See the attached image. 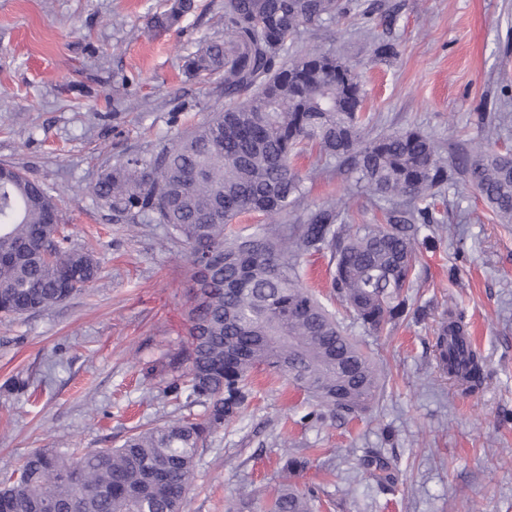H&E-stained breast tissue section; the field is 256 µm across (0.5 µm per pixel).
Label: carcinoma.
Listing matches in <instances>:
<instances>
[{
    "label": "carcinoma",
    "instance_id": "obj_1",
    "mask_svg": "<svg viewBox=\"0 0 512 512\" xmlns=\"http://www.w3.org/2000/svg\"><path fill=\"white\" fill-rule=\"evenodd\" d=\"M194 8L173 0L154 17L171 29ZM350 13L349 0H224V35L199 41L185 72L224 89V106L158 149L112 164L94 194L129 224H163L187 248L197 291L190 342L172 357L185 380L177 399L204 407L201 418L166 420L116 448L79 456L39 449L0 480V512H182L200 448L238 416L247 381L262 370L315 402L316 420L358 416L375 399L380 377L371 358L299 279L298 259L327 250L332 288L364 326L378 331L402 317L422 227L445 223L431 199L460 182L492 218L512 224V154L467 139L447 154L417 129L372 134L359 74L329 50L306 46L308 27ZM318 150L321 170L344 167L383 213V224H344L323 203L290 226L252 234L233 228L246 213L288 215L305 197L296 159ZM0 182V314L22 316L67 301L98 279L94 255L62 246L54 197L13 165ZM279 331L284 343L269 336ZM442 370L466 391L483 378L464 313L448 308L433 344ZM309 461L283 460L288 477ZM361 466L383 491L396 463L375 450ZM315 488L284 485L266 512H317Z\"/></svg>",
    "mask_w": 512,
    "mask_h": 512
}]
</instances>
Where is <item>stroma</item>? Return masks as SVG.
Returning <instances> with one entry per match:
<instances>
[{
	"label": "stroma",
	"mask_w": 512,
	"mask_h": 512,
	"mask_svg": "<svg viewBox=\"0 0 512 512\" xmlns=\"http://www.w3.org/2000/svg\"><path fill=\"white\" fill-rule=\"evenodd\" d=\"M172 0H0V164L19 167L56 198L71 246L91 248L96 282L45 311L0 317V476L39 448H112L133 427L204 409L167 394L179 371L170 354L189 340L191 281L185 250L165 225L113 218L93 187L120 157L156 149L205 119L224 97L189 78L186 55L223 31L224 0H194L180 26L150 19ZM397 7L389 63L372 60L362 17L369 4ZM308 42L365 64L364 110L375 132L416 128L441 147L491 137L512 149V116L497 133L479 112L512 93V0H352L337 23L310 27ZM308 174L303 206L336 204L346 223L371 224L379 209L354 179ZM462 221L423 227L410 307L427 311L381 331L346 312L330 288L328 252L302 256L299 274L385 376L357 417L305 422L313 405L287 380L253 375L240 415L202 448L183 512H251L282 482L295 454L309 467L298 485L321 489L320 512H512V224H494L464 187L436 196ZM462 307L485 378L465 392L437 367L434 330ZM374 449L394 460L393 492L360 460Z\"/></svg>",
	"instance_id": "obj_1"
}]
</instances>
